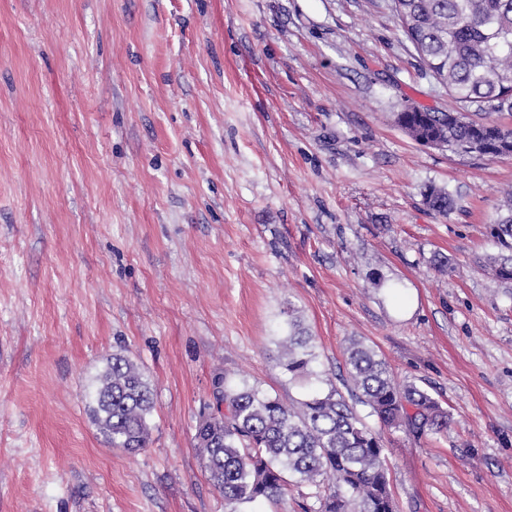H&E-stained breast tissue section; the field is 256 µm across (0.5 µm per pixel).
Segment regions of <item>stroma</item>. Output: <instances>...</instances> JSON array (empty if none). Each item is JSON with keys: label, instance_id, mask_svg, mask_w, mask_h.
Instances as JSON below:
<instances>
[{"label": "stroma", "instance_id": "35a3bbf8", "mask_svg": "<svg viewBox=\"0 0 512 512\" xmlns=\"http://www.w3.org/2000/svg\"><path fill=\"white\" fill-rule=\"evenodd\" d=\"M448 102L390 0H0V512H225L195 429L219 373L302 398L290 308L322 383L357 337L447 409L382 432L397 512H512V281L477 264L512 156L395 122ZM119 350L135 453L87 411ZM284 337L282 354L277 357L279 367L292 377L318 380L319 374L314 370L317 360L314 337L291 309H288V334ZM87 398L91 416L112 447L128 452L147 447L153 390L140 367L128 356L112 354Z\"/></svg>", "mask_w": 512, "mask_h": 512}]
</instances>
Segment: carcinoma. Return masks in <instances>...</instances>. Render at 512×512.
Instances as JSON below:
<instances>
[{"mask_svg": "<svg viewBox=\"0 0 512 512\" xmlns=\"http://www.w3.org/2000/svg\"><path fill=\"white\" fill-rule=\"evenodd\" d=\"M391 8L419 60L455 103L446 112L407 108L396 115L399 127L415 141L442 132L447 147L459 152L477 137L512 140V130L490 118L512 111V0H391ZM470 107L489 119H454ZM507 196V212L495 228L503 253L485 259L502 281L512 280V190ZM425 203L445 215L451 200L432 187ZM281 347L279 367L293 377L319 379L314 337L291 309ZM345 354L352 392L380 426L422 435L448 431V411L439 401L414 384H398L373 348L351 339ZM214 386L215 404L201 417L195 441L227 512L259 500L277 503L292 486L315 488V512H396L381 433L362 421L337 388L312 386L304 399L286 406L223 376ZM88 399L112 447H147L153 390L128 356L112 354Z\"/></svg>", "mask_w": 512, "mask_h": 512, "instance_id": "1", "label": "carcinoma"}]
</instances>
